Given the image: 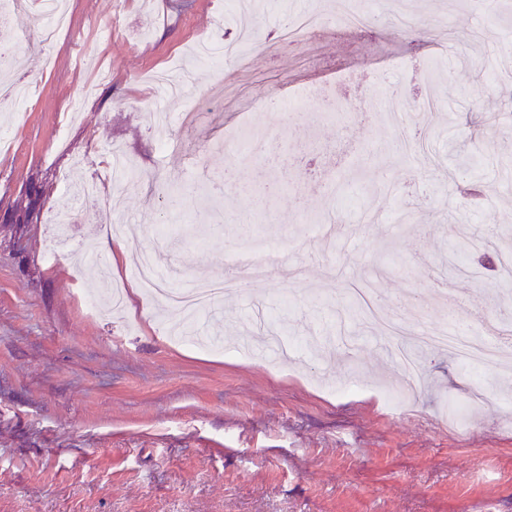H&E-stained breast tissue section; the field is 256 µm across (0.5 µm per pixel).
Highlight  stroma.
I'll return each mask as SVG.
<instances>
[{"instance_id":"stroma-1","label":"stroma","mask_w":512,"mask_h":512,"mask_svg":"<svg viewBox=\"0 0 512 512\" xmlns=\"http://www.w3.org/2000/svg\"><path fill=\"white\" fill-rule=\"evenodd\" d=\"M350 2L374 23L330 21L272 48L284 15L330 19L336 0H249L244 65L225 62L220 79L191 71L161 128L152 76L229 38L216 20L231 0H67L64 32L41 45L38 0H14L0 41L19 52L0 84L31 97L0 103V512H512V396L499 376L429 349L405 408H389L380 384L400 372L392 327L512 317L482 240L455 248L460 226L512 225V82L470 63L512 56V25L473 0ZM429 82L440 105L428 166L392 141L387 113L392 88ZM325 98L348 108L341 123L321 120ZM107 147L138 177L107 203L75 200ZM270 185L280 194L260 203ZM34 186L37 223L6 222ZM166 186L182 209L160 238ZM321 214L331 251L310 231ZM112 224L132 253H157L175 288L225 277L259 239L272 250L262 278L188 318L139 292L135 261L113 265L99 246ZM364 287L381 298L370 319L348 305ZM271 324L289 354H234ZM478 390L471 419H446Z\"/></svg>"}]
</instances>
